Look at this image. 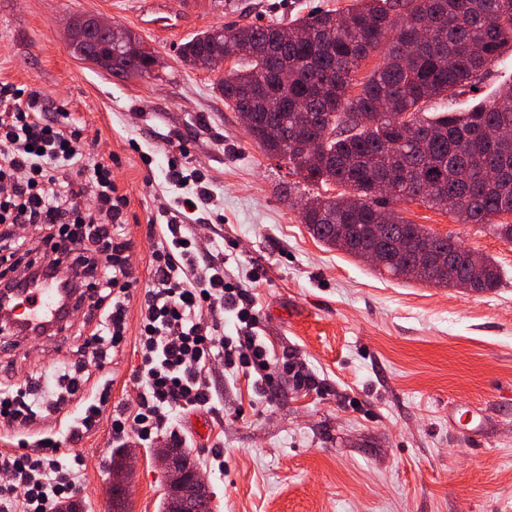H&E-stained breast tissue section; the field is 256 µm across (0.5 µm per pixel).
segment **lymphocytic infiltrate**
Here are the masks:
<instances>
[{
    "label": "lymphocytic infiltrate",
    "instance_id": "lymphocytic-infiltrate-1",
    "mask_svg": "<svg viewBox=\"0 0 512 512\" xmlns=\"http://www.w3.org/2000/svg\"><path fill=\"white\" fill-rule=\"evenodd\" d=\"M79 129L49 119L37 93L0 88V281L18 268L62 269L63 289L89 305L95 324L74 361L42 374V384L0 381V428L33 433L38 419L62 414L60 438L18 440L0 450V512H58L79 490L80 455L64 456L62 443H76L99 424L112 381L92 379L88 364L104 367L112 355L132 348L139 364L132 375L134 402L112 418V445L143 447L162 436L178 441L180 414L211 409L210 374L216 365L242 374L252 388L269 383L271 359L257 334L258 314L248 289L225 281L224 268L200 264L189 225L168 220L157 228L150 280L140 303L139 332L128 340L129 304L138 280L128 262L125 197L117 195L112 164L88 155ZM95 203H81L87 189ZM31 224L40 241L16 233ZM233 313L235 335L224 333Z\"/></svg>",
    "mask_w": 512,
    "mask_h": 512
}]
</instances>
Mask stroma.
I'll return each mask as SVG.
<instances>
[{
  "label": "stroma",
  "instance_id": "stroma-1",
  "mask_svg": "<svg viewBox=\"0 0 512 512\" xmlns=\"http://www.w3.org/2000/svg\"><path fill=\"white\" fill-rule=\"evenodd\" d=\"M166 2L0 0V86L37 91L46 112L69 113L91 152L111 158L139 282L148 279L150 225L164 223L183 194L170 165L211 189L208 207L183 221L205 261L251 289L272 353L266 391L216 371L218 409L180 421L212 512H512V244L422 202L395 203L404 220L494 259L501 280L488 292L405 282L324 246L301 222L302 179L251 140L216 72L179 58L181 44L214 27L285 25L355 0H186L181 30L145 25ZM79 13L141 38L157 58L153 75L75 58L66 27ZM83 320L78 310L56 335H10L17 348L0 353V371L24 382L65 359L82 342ZM136 363L127 351L108 364L112 398L97 430L72 447L84 461L83 512H112V416L136 395ZM462 407L482 426L480 444L454 422ZM130 449L127 512H160L154 451ZM218 450L220 470L211 465Z\"/></svg>",
  "mask_w": 512,
  "mask_h": 512
}]
</instances>
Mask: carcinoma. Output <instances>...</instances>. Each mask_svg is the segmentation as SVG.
I'll use <instances>...</instances> for the list:
<instances>
[{
  "mask_svg": "<svg viewBox=\"0 0 512 512\" xmlns=\"http://www.w3.org/2000/svg\"><path fill=\"white\" fill-rule=\"evenodd\" d=\"M429 42L407 53L416 27ZM75 48L100 52L113 73H151L143 41L133 33L111 48L94 36L85 16L70 20ZM203 32L182 44L188 66L202 58L224 65L223 50L247 61L220 76L224 103L253 112L251 139L270 158L283 160L312 187L334 184L333 197H306L301 214L309 234L329 248L359 258L371 245V225L388 215V233L403 238L399 265L415 270L417 253L453 248L457 279L436 274L425 283L487 292L500 282L493 259L469 272V250L389 210L396 201L451 209L462 224H485L512 243V85L465 112L424 116L436 97L456 98L478 87L491 66L512 50V0H358L346 11L327 10L286 26L244 25ZM393 37H388L389 33ZM386 45L382 63L356 83L360 61ZM358 85L353 96L350 89Z\"/></svg>",
  "mask_w": 512,
  "mask_h": 512,
  "instance_id": "carcinoma-1",
  "label": "carcinoma"
}]
</instances>
